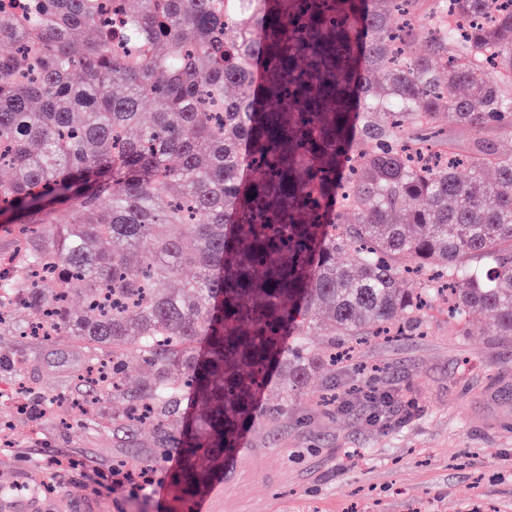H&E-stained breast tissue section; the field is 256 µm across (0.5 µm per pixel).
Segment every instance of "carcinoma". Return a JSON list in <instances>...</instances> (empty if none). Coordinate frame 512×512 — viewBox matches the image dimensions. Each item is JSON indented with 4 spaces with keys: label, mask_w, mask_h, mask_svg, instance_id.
Instances as JSON below:
<instances>
[{
    "label": "carcinoma",
    "mask_w": 512,
    "mask_h": 512,
    "mask_svg": "<svg viewBox=\"0 0 512 512\" xmlns=\"http://www.w3.org/2000/svg\"><path fill=\"white\" fill-rule=\"evenodd\" d=\"M423 2L117 0L119 30L102 0L0 16V333L83 342L89 392L122 406L106 419L182 449L179 499L288 414L316 329L401 334L444 293L512 336V153L481 137L512 129V0H431L418 25ZM447 124L474 132L467 181ZM129 358L151 371L134 390Z\"/></svg>",
    "instance_id": "1"
}]
</instances>
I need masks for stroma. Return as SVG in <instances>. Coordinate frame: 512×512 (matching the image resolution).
<instances>
[{"label":"stroma","mask_w":512,"mask_h":512,"mask_svg":"<svg viewBox=\"0 0 512 512\" xmlns=\"http://www.w3.org/2000/svg\"><path fill=\"white\" fill-rule=\"evenodd\" d=\"M434 305L420 331L356 344L381 403L350 393L348 366L321 365L286 417L243 432L204 512H512V339L480 311L458 331L446 298ZM84 357L77 343L0 336V494L25 485L104 512H203L175 496L178 449L150 456V436L105 423L111 402L67 427L52 417L47 397L78 389ZM120 462L152 468L153 489L115 485Z\"/></svg>","instance_id":"35a3bbf8"}]
</instances>
